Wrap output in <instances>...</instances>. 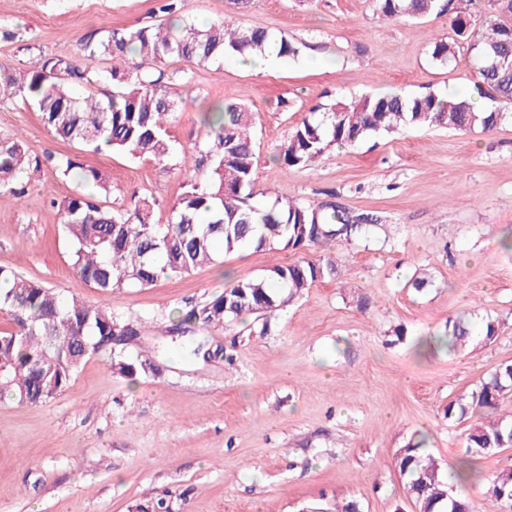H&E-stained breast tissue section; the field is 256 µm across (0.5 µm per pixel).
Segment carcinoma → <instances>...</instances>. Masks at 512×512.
Returning a JSON list of instances; mask_svg holds the SVG:
<instances>
[{"instance_id": "carcinoma-1", "label": "carcinoma", "mask_w": 512, "mask_h": 512, "mask_svg": "<svg viewBox=\"0 0 512 512\" xmlns=\"http://www.w3.org/2000/svg\"><path fill=\"white\" fill-rule=\"evenodd\" d=\"M379 15L388 19H417L434 12H453L452 35L436 42L430 52L439 66L460 63L467 53L477 70L479 97L494 103L489 111L476 108L473 99L451 101L434 92L418 95L393 93L335 100L318 106L319 116L307 118L288 132L276 160L288 169H304L334 145L351 146L381 133L411 128H439L457 133L476 129L492 132L512 125V0H487L482 26H470L455 0H374ZM231 13L203 29L183 15V0H161L159 12L179 15L174 25L113 30L86 38L87 60L101 67L97 79L112 85V92L78 96L73 86L89 81L87 69L64 55L43 56L31 71H0V102L19 99L41 115L44 126L57 138L99 150L106 145L132 159L174 164L191 173L171 208L166 223L156 224V199L133 197L117 209L83 194L51 201L73 245L72 265L79 277L103 295L127 285L151 286L176 273H189L226 253L245 247L257 250L274 245L302 251L329 247L365 237L377 219L352 215L329 203L306 204L277 199L259 206L253 201L256 143L249 109L237 102H222L203 113L206 139L177 152L168 126L179 111L168 77L160 66L171 59L203 66L226 57L263 54L269 42L278 56L294 58L301 48L265 28H243L234 13L247 0H229ZM49 165L62 177L77 176L109 196L112 185L103 172L86 168L69 155L33 156L15 134L0 133V189L20 199L28 184ZM211 220L202 224L203 215ZM338 275L326 257L268 268L256 278L235 280L224 292L187 312L182 322L222 327L245 313L271 314L289 306L314 283ZM0 281L11 284L0 294V311L12 321L0 329V394L37 406L55 399L91 355L104 354L111 368L133 374L151 363L128 357L112 345V336L139 335L131 323L102 304L73 298L62 300L41 281L0 268ZM498 331L487 320L476 333L468 323L448 320L437 341L453 350L487 345ZM512 398V364L501 365L480 386L448 404L447 415L473 419L466 436V452L491 456L512 446V417L501 413ZM424 442L410 438L397 453L396 464L407 495L420 512H473L470 500L454 494L435 461L424 454ZM485 494L512 505V468L486 478Z\"/></svg>"}]
</instances>
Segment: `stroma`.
<instances>
[{"label":"stroma","instance_id":"stroma-1","mask_svg":"<svg viewBox=\"0 0 512 512\" xmlns=\"http://www.w3.org/2000/svg\"><path fill=\"white\" fill-rule=\"evenodd\" d=\"M451 19L387 20L373 0H250L238 24L305 43L301 56L263 76L229 57L165 63L181 100L169 127L175 147L204 140L199 115L211 104H245L256 201H331L382 220L328 253L338 278L285 310L218 328L176 322L227 279L314 259L322 248L222 253L191 273L105 297L73 271L54 206L92 186L46 168L22 201L0 198V267L130 320L140 334L127 354L153 365L128 376L94 355L49 402L0 399V512H129L161 498L173 512H302L351 500L361 512H417L395 463L417 432L444 475L466 468L470 424L448 419V405L512 364V251L498 246L512 229V126L378 134L331 147L308 169L275 159L287 132L333 99L473 93L469 64L429 60ZM164 20L156 0H0V28L15 34L0 41V64L25 71L40 56L65 55L83 66L86 36ZM0 132L22 136L31 155L70 154L106 173L111 206L151 195L158 224L182 192L180 168L80 151L17 99L0 103ZM418 277L426 287L413 288ZM460 315L478 328L495 320V339L474 352L417 355L418 341Z\"/></svg>","mask_w":512,"mask_h":512}]
</instances>
